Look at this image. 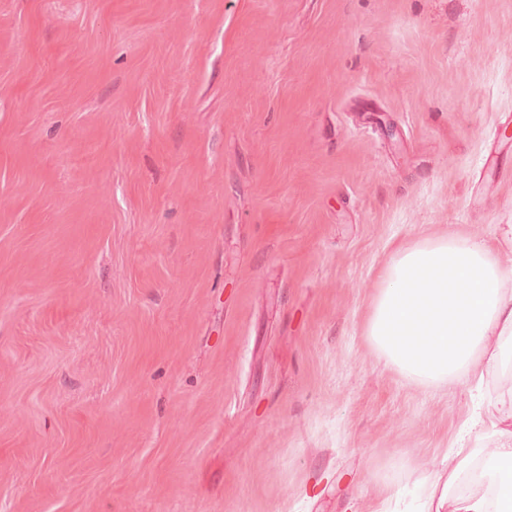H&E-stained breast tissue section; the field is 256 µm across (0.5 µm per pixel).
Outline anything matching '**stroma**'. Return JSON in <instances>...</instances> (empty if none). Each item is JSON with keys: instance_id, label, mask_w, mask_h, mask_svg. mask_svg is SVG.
<instances>
[{"instance_id": "stroma-1", "label": "stroma", "mask_w": 512, "mask_h": 512, "mask_svg": "<svg viewBox=\"0 0 512 512\" xmlns=\"http://www.w3.org/2000/svg\"><path fill=\"white\" fill-rule=\"evenodd\" d=\"M509 224L512 0H0V512H423L512 354L365 318ZM497 245L459 236L398 246L379 274L365 336L403 376L420 383L474 381L512 343V293Z\"/></svg>"}]
</instances>
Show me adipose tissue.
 Wrapping results in <instances>:
<instances>
[{
	"label": "adipose tissue",
	"mask_w": 512,
	"mask_h": 512,
	"mask_svg": "<svg viewBox=\"0 0 512 512\" xmlns=\"http://www.w3.org/2000/svg\"><path fill=\"white\" fill-rule=\"evenodd\" d=\"M497 246L443 236L396 247L365 334L389 364L420 383L481 382L512 343V293L504 292ZM491 423L498 445L486 453L480 487L465 497L441 489L428 512H512V393Z\"/></svg>",
	"instance_id": "1"
}]
</instances>
